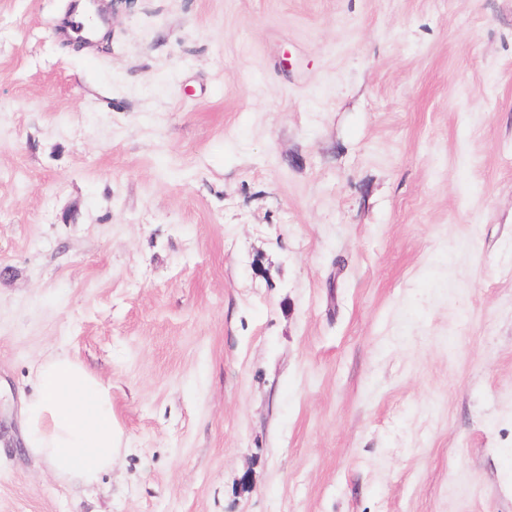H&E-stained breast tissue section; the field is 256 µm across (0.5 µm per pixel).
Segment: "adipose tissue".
I'll use <instances>...</instances> for the list:
<instances>
[{
  "label": "adipose tissue",
  "mask_w": 512,
  "mask_h": 512,
  "mask_svg": "<svg viewBox=\"0 0 512 512\" xmlns=\"http://www.w3.org/2000/svg\"><path fill=\"white\" fill-rule=\"evenodd\" d=\"M33 373L36 391L22 407L24 448L59 480L93 486L116 452L110 385L58 354L39 361Z\"/></svg>",
  "instance_id": "ef3b65f1"
}]
</instances>
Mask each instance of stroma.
<instances>
[{
  "label": "stroma",
  "instance_id": "1",
  "mask_svg": "<svg viewBox=\"0 0 512 512\" xmlns=\"http://www.w3.org/2000/svg\"><path fill=\"white\" fill-rule=\"evenodd\" d=\"M72 3L0 0V512H512V0ZM36 392L22 407L27 451L65 483L92 487L116 452L111 386L79 361L53 354L34 369Z\"/></svg>",
  "mask_w": 512,
  "mask_h": 512
}]
</instances>
